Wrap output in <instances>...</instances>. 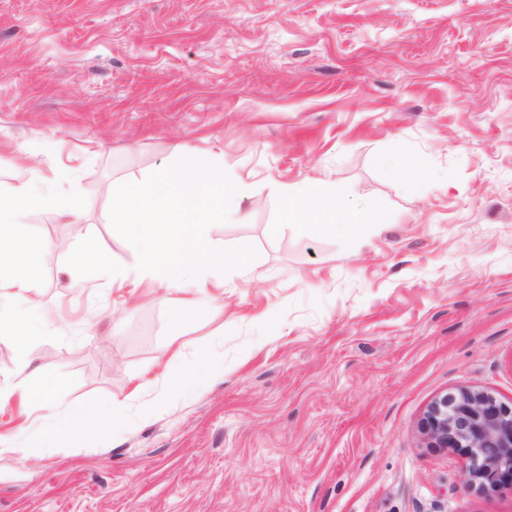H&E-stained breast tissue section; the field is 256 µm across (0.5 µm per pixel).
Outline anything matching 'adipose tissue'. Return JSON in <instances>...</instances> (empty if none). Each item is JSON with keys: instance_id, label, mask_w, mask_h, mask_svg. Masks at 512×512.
<instances>
[{"instance_id": "ef3b65f1", "label": "adipose tissue", "mask_w": 512, "mask_h": 512, "mask_svg": "<svg viewBox=\"0 0 512 512\" xmlns=\"http://www.w3.org/2000/svg\"><path fill=\"white\" fill-rule=\"evenodd\" d=\"M270 188L282 201L285 221L291 222L300 216L308 218L314 231L341 224L348 232L356 233L375 217L373 211L338 204L335 191L321 179L312 180L306 186L274 182ZM49 205V198L39 191L34 181L0 188V288L8 292L7 303L0 304V339L13 338L24 331L37 335L41 326L52 321L51 313L44 311L32 298L33 273L45 244L24 230L27 216ZM61 384V379L53 378L35 390L0 387V402L22 393L47 411L53 422V433L66 438L90 433L97 424L98 409L60 397Z\"/></svg>"}]
</instances>
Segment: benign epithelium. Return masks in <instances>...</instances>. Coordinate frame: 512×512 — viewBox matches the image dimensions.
<instances>
[{
  "label": "benign epithelium",
  "instance_id": "obj_1",
  "mask_svg": "<svg viewBox=\"0 0 512 512\" xmlns=\"http://www.w3.org/2000/svg\"><path fill=\"white\" fill-rule=\"evenodd\" d=\"M422 430L432 448L466 449L470 484L487 492L512 488V406L461 389L430 404Z\"/></svg>",
  "mask_w": 512,
  "mask_h": 512
}]
</instances>
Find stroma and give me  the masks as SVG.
I'll return each mask as SVG.
<instances>
[{
  "mask_svg": "<svg viewBox=\"0 0 512 512\" xmlns=\"http://www.w3.org/2000/svg\"><path fill=\"white\" fill-rule=\"evenodd\" d=\"M212 145L257 191L211 244L256 256L174 346V294L119 287L136 258L102 214ZM59 169L43 192L85 218H28L54 320L32 362L0 341V385L59 375L103 411L75 446L0 403V512H512L421 431L463 388L512 403V0H0V186ZM316 178L375 219L280 223L269 181ZM86 236L116 282L83 286ZM204 350L223 374L135 421ZM178 357L177 355L173 356L172 360L165 366L161 376L148 382V385L159 382L161 389L153 399L142 406L140 413L142 419L149 418L147 413L149 408L166 404L171 398L182 393L187 388L188 378L178 362Z\"/></svg>",
  "mask_w": 512,
  "mask_h": 512,
  "instance_id": "obj_1",
  "label": "stroma"
}]
</instances>
